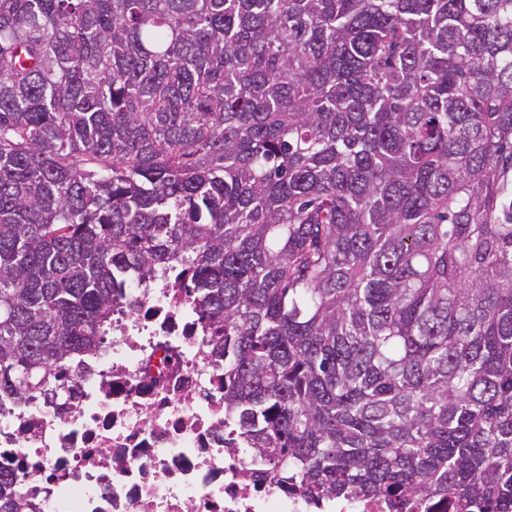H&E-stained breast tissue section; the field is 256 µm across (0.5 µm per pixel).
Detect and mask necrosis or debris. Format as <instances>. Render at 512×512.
<instances>
[{
  "mask_svg": "<svg viewBox=\"0 0 512 512\" xmlns=\"http://www.w3.org/2000/svg\"><path fill=\"white\" fill-rule=\"evenodd\" d=\"M167 276L128 280L63 385L0 412V470L35 512H389L284 489L224 425V360Z\"/></svg>",
  "mask_w": 512,
  "mask_h": 512,
  "instance_id": "1",
  "label": "necrosis or debris"
}]
</instances>
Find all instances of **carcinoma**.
<instances>
[{
	"label": "carcinoma",
	"mask_w": 512,
	"mask_h": 512,
	"mask_svg": "<svg viewBox=\"0 0 512 512\" xmlns=\"http://www.w3.org/2000/svg\"><path fill=\"white\" fill-rule=\"evenodd\" d=\"M511 173L512 0H0V409L181 268L277 480L512 512Z\"/></svg>",
	"instance_id": "carcinoma-1"
}]
</instances>
